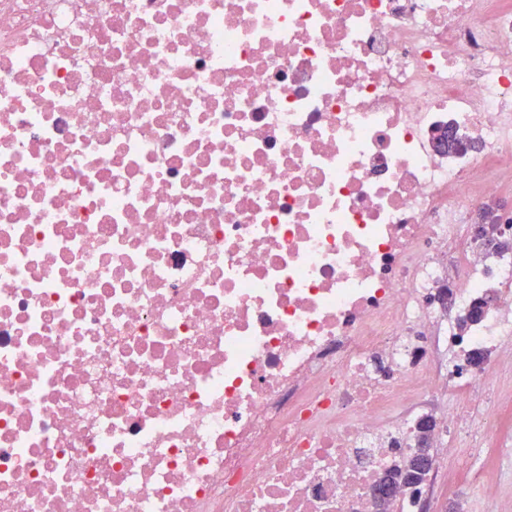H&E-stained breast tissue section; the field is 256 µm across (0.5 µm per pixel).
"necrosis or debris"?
<instances>
[{"label":"necrosis or debris","instance_id":"necrosis-or-debris-1","mask_svg":"<svg viewBox=\"0 0 512 512\" xmlns=\"http://www.w3.org/2000/svg\"><path fill=\"white\" fill-rule=\"evenodd\" d=\"M510 184L512 0H0V512L511 498ZM431 450V451H430ZM431 452V453H430ZM437 460H440L444 467L445 472V490L444 494L439 499H434L430 502H426L428 511L419 510L415 512H453L452 510L458 502V498L467 493L471 484V474L473 473L475 460L465 450L462 454L457 457L448 459L447 456L441 459V454L438 448H420L419 452L414 456V467L418 470L426 472L431 465L432 456ZM409 456L402 462H395L392 466L385 469V475L390 478L400 477L409 464L411 463V457ZM448 469L452 474L456 475V481L452 489L448 492ZM436 509L437 511H432Z\"/></svg>","mask_w":512,"mask_h":512}]
</instances>
